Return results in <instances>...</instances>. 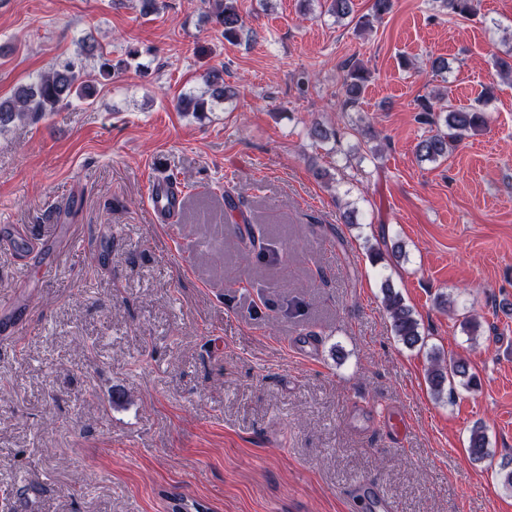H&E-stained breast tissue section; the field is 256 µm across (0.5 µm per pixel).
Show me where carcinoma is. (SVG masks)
Segmentation results:
<instances>
[{
  "label": "carcinoma",
  "instance_id": "carcinoma-1",
  "mask_svg": "<svg viewBox=\"0 0 512 512\" xmlns=\"http://www.w3.org/2000/svg\"><path fill=\"white\" fill-rule=\"evenodd\" d=\"M328 12L339 20L354 18L353 0H327ZM444 8L460 17H475L480 13V0H437ZM393 0H372L371 16L357 19L360 28L370 26L371 20L381 19L389 13ZM211 18L223 29L224 40L232 43L238 39L242 28V19L236 7V0H211ZM97 57V70L88 73L83 59ZM125 66V63L113 62L104 53L96 52L95 44L83 43L82 50L73 58H67L35 80L19 87L10 98L0 99V128L15 121L34 119L45 112H53L68 104L71 99L83 101L93 99L100 80L112 78V72ZM366 77L361 67L349 69L344 80V106L353 108L358 105L364 92ZM207 89L196 94L181 97L179 107L188 112H211L226 100L237 94L235 88L224 83L222 71L214 69L205 79ZM424 112V123L430 126L428 135L422 137L416 145V153L422 160L439 162L448 157L452 147L459 144L471 133L483 128L487 119L485 114L473 107H457L450 101L449 94L435 96V102L425 101L420 106ZM383 302L388 312L391 328L404 346L414 349L424 344L420 324L413 310L404 303L399 292L390 280L382 282ZM427 381L432 394L441 399L446 392H452L459 385L470 389L475 385V375L470 373L469 365L462 359L445 358L440 353L431 354V368ZM474 462L493 459L487 436L481 427L472 429L467 448Z\"/></svg>",
  "mask_w": 512,
  "mask_h": 512
}]
</instances>
